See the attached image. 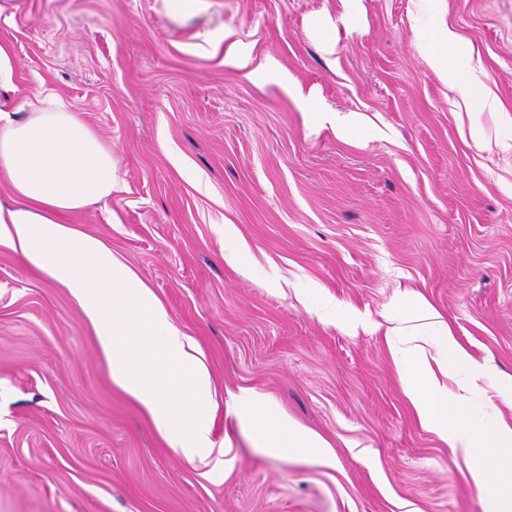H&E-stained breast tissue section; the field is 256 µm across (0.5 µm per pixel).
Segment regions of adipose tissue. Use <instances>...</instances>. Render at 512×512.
I'll return each mask as SVG.
<instances>
[{
    "label": "adipose tissue",
    "mask_w": 512,
    "mask_h": 512,
    "mask_svg": "<svg viewBox=\"0 0 512 512\" xmlns=\"http://www.w3.org/2000/svg\"><path fill=\"white\" fill-rule=\"evenodd\" d=\"M457 44V34L444 27L422 50L432 70L462 99L495 109L479 66L457 53ZM0 176L7 178L14 196L11 206H0V241L68 289L112 364L113 382L151 414L170 448L190 461L211 456L212 381L193 340L127 264L100 239L65 221L111 195L116 186L111 148L78 112L50 95L21 122L0 111ZM393 308L399 321L415 323L438 346L432 358L414 348L393 350L420 426L463 458L471 482L485 497L486 512H512V423L501 418L483 431L454 414L466 404L475 382L486 376V368L457 342L422 294L406 292ZM240 404L269 452L312 449L326 456L323 440L291 423L271 402L245 394ZM479 448L498 451L506 469L503 482H490L488 467L475 457Z\"/></svg>",
    "instance_id": "adipose-tissue-1"
}]
</instances>
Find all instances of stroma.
I'll return each instance as SVG.
<instances>
[{
    "label": "stroma",
    "instance_id": "stroma-1",
    "mask_svg": "<svg viewBox=\"0 0 512 512\" xmlns=\"http://www.w3.org/2000/svg\"><path fill=\"white\" fill-rule=\"evenodd\" d=\"M442 25L502 111L463 103L418 52L417 27ZM234 42L248 66L226 59ZM0 44L15 119L17 99L53 94L111 148L117 190L72 225L195 341L224 444L194 462L169 448L67 289L0 243V512H485L420 427L384 332L395 297L420 292L491 367L465 416L512 420V0H12ZM269 57L283 83L252 77ZM356 313L369 329L347 328ZM245 390L331 461L269 454Z\"/></svg>",
    "mask_w": 512,
    "mask_h": 512
}]
</instances>
